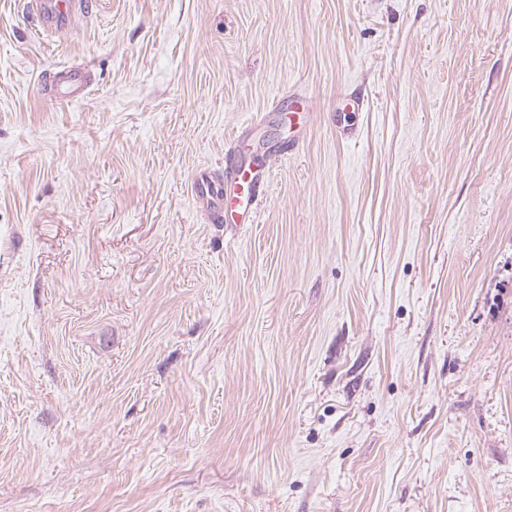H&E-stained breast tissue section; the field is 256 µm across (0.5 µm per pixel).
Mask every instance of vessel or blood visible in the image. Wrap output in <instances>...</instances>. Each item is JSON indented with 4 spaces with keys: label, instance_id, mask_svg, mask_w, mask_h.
I'll return each instance as SVG.
<instances>
[{
    "label": "vessel or blood",
    "instance_id": "vessel-or-blood-1",
    "mask_svg": "<svg viewBox=\"0 0 512 512\" xmlns=\"http://www.w3.org/2000/svg\"><path fill=\"white\" fill-rule=\"evenodd\" d=\"M86 0H38L40 17L52 28L67 26L72 15L84 10ZM267 172L258 164L239 160L238 144H231L224 157V180L213 183L206 174H197L193 192L206 203L216 224L255 223L267 187Z\"/></svg>",
    "mask_w": 512,
    "mask_h": 512
}]
</instances>
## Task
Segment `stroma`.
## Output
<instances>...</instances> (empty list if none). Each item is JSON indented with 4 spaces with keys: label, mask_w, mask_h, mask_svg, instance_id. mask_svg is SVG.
Masks as SVG:
<instances>
[{
    "label": "stroma",
    "mask_w": 512,
    "mask_h": 512,
    "mask_svg": "<svg viewBox=\"0 0 512 512\" xmlns=\"http://www.w3.org/2000/svg\"><path fill=\"white\" fill-rule=\"evenodd\" d=\"M0 512H512V0H0ZM38 14L52 28L67 26L72 15L84 11L89 2L85 0H39ZM239 135L224 157V182L212 183L205 173L193 182L194 196L206 203L214 224H253L267 187V171L239 160ZM229 188V190H228Z\"/></svg>",
    "instance_id": "1"
}]
</instances>
